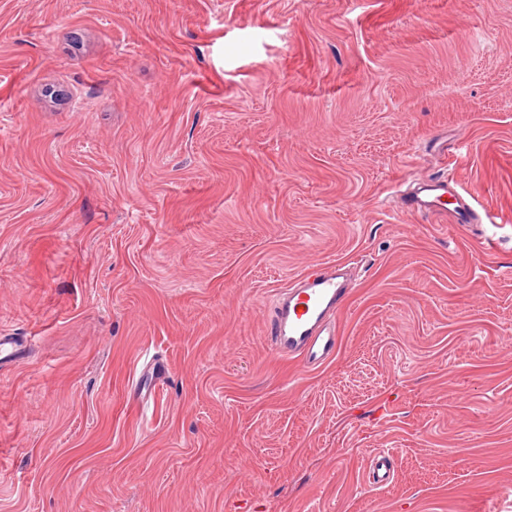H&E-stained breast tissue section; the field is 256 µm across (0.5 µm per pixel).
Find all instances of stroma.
I'll use <instances>...</instances> for the list:
<instances>
[{"label": "stroma", "instance_id": "obj_1", "mask_svg": "<svg viewBox=\"0 0 512 512\" xmlns=\"http://www.w3.org/2000/svg\"><path fill=\"white\" fill-rule=\"evenodd\" d=\"M1 332L0 512H512V0H0ZM448 195L463 200L458 191V185L453 180L423 183L405 194L404 209L409 213H425L441 217L447 213L445 207L447 203L444 198ZM343 267L317 265L277 299L265 335L279 355L306 367L321 365L339 345L336 315L348 289ZM370 468L372 469L371 483L375 486H385L393 479L392 457L389 454L374 456L370 462Z\"/></svg>", "mask_w": 512, "mask_h": 512}]
</instances>
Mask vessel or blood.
Here are the masks:
<instances>
[{
	"label": "vessel or blood",
	"mask_w": 512,
	"mask_h": 512,
	"mask_svg": "<svg viewBox=\"0 0 512 512\" xmlns=\"http://www.w3.org/2000/svg\"><path fill=\"white\" fill-rule=\"evenodd\" d=\"M455 181L424 183L405 194L407 212L446 215V196H458ZM348 293L343 268L317 265L309 269L277 299L265 324V334L281 356L304 366L321 365L339 345L336 315ZM372 483L382 487L393 478L392 458L379 454L370 462Z\"/></svg>",
	"instance_id": "obj_1"
}]
</instances>
